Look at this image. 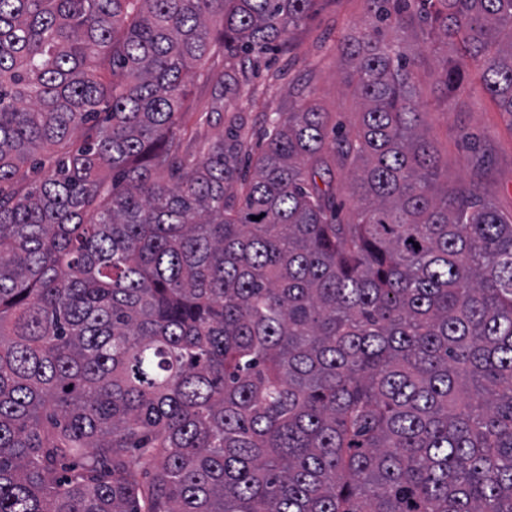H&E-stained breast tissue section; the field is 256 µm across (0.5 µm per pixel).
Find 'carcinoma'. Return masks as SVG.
<instances>
[{"instance_id":"obj_1","label":"carcinoma","mask_w":512,"mask_h":512,"mask_svg":"<svg viewBox=\"0 0 512 512\" xmlns=\"http://www.w3.org/2000/svg\"><path fill=\"white\" fill-rule=\"evenodd\" d=\"M364 2L359 127L306 95L248 177L189 79L315 0H0V512H512V216L381 32L512 115V0Z\"/></svg>"}]
</instances>
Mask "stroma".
<instances>
[{"instance_id": "obj_1", "label": "stroma", "mask_w": 512, "mask_h": 512, "mask_svg": "<svg viewBox=\"0 0 512 512\" xmlns=\"http://www.w3.org/2000/svg\"><path fill=\"white\" fill-rule=\"evenodd\" d=\"M364 0H316L310 17L293 29L278 50L251 57L216 60L211 68L215 80L246 72L248 88L225 91L215 102L211 84L191 82L196 107L189 119L193 152L202 156L209 144L236 129L247 153L238 164L247 167L248 157L259 154L270 119L287 109L299 90L311 91L331 119L343 130L360 120L361 101L344 82L346 69L340 63L337 42L371 24ZM395 38L415 58V81L428 114L424 133L448 164V181L473 183L492 200L497 210L512 215V116L499 111L480 84L463 85L446 105H439L434 85L433 63L445 59L444 47L432 46L422 32H397ZM219 110V121L209 120Z\"/></svg>"}]
</instances>
